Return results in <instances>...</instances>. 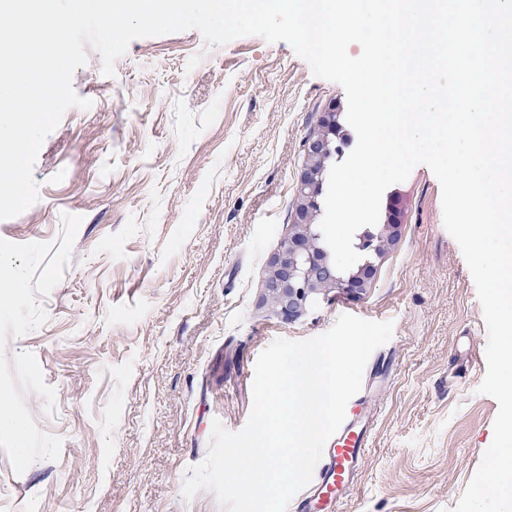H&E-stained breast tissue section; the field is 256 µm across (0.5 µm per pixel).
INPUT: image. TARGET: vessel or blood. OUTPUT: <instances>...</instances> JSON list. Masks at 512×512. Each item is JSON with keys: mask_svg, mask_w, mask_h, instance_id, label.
<instances>
[{"mask_svg": "<svg viewBox=\"0 0 512 512\" xmlns=\"http://www.w3.org/2000/svg\"><path fill=\"white\" fill-rule=\"evenodd\" d=\"M371 424L344 421L326 443L316 467L311 496L290 505V512H337L343 495L352 485L355 470L369 447Z\"/></svg>", "mask_w": 512, "mask_h": 512, "instance_id": "1", "label": "vessel or blood"}]
</instances>
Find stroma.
Returning <instances> with one entry per match:
<instances>
[{"mask_svg": "<svg viewBox=\"0 0 512 512\" xmlns=\"http://www.w3.org/2000/svg\"><path fill=\"white\" fill-rule=\"evenodd\" d=\"M71 108L33 169L38 201L0 221V239L55 242L78 215L64 276L41 297L47 318L9 337L56 391L54 412L26 392L59 460L14 474L0 450V512H227L213 492L183 495L214 423L231 432L252 410L254 366L278 339L328 332L352 314L393 324L363 372L371 447L339 512H449L493 438L482 305L443 223L441 186L416 166L388 187L381 219L397 236L373 283L288 322L263 300L271 258L293 230L306 141L335 82L314 77L286 42L223 45L195 29L139 38L102 72L89 51ZM469 382L451 377L467 358Z\"/></svg>", "mask_w": 512, "mask_h": 512, "instance_id": "1", "label": "stroma"}]
</instances>
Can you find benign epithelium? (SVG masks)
<instances>
[{"label":"benign epithelium","mask_w":512,"mask_h":512,"mask_svg":"<svg viewBox=\"0 0 512 512\" xmlns=\"http://www.w3.org/2000/svg\"><path fill=\"white\" fill-rule=\"evenodd\" d=\"M337 116V108L331 107L322 117L321 130L307 141L310 164L298 187L297 224L269 264L265 303L274 316L283 320L299 318L337 289L363 293L371 287L376 272L375 263L366 262L342 273L335 268L331 253L318 244L315 220L322 212L325 162L336 153V139L345 136ZM396 235L397 225L390 217L362 234L358 247L379 258Z\"/></svg>","instance_id":"7a95c632"}]
</instances>
